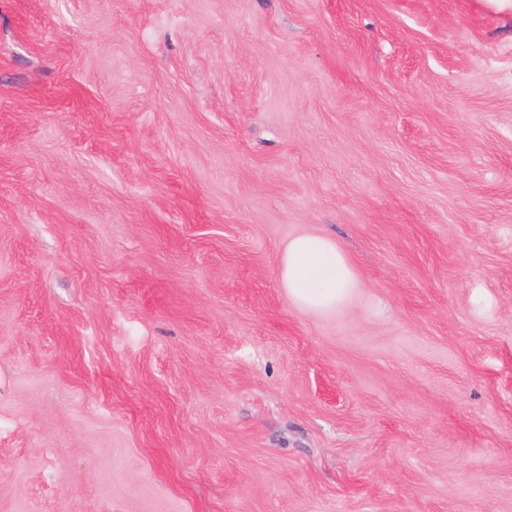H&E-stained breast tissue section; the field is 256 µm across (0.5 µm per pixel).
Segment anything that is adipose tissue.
Listing matches in <instances>:
<instances>
[{"instance_id":"obj_1","label":"adipose tissue","mask_w":512,"mask_h":512,"mask_svg":"<svg viewBox=\"0 0 512 512\" xmlns=\"http://www.w3.org/2000/svg\"><path fill=\"white\" fill-rule=\"evenodd\" d=\"M279 277L298 307L327 313L342 306L357 286L356 273L342 248L319 233L293 237L279 263Z\"/></svg>"}]
</instances>
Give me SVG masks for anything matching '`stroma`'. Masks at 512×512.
<instances>
[{
    "label": "stroma",
    "instance_id": "35a3bbf8",
    "mask_svg": "<svg viewBox=\"0 0 512 512\" xmlns=\"http://www.w3.org/2000/svg\"><path fill=\"white\" fill-rule=\"evenodd\" d=\"M0 512H512V0H0ZM279 277L298 307L327 313L342 306L357 286L356 273L342 248L319 233L293 237L281 257Z\"/></svg>",
    "mask_w": 512,
    "mask_h": 512
}]
</instances>
